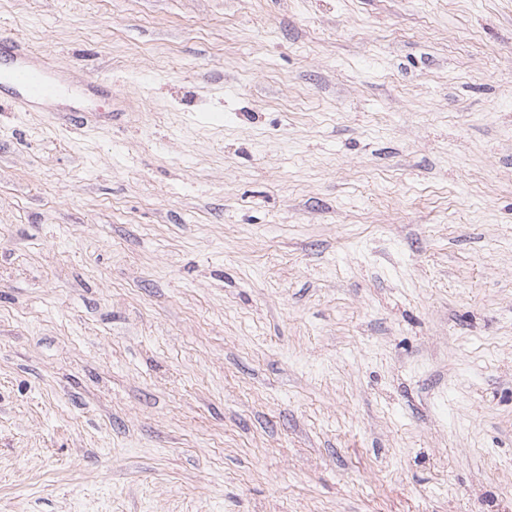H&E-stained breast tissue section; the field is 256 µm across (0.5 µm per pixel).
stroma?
Here are the masks:
<instances>
[{
	"label": "stroma",
	"instance_id": "stroma-1",
	"mask_svg": "<svg viewBox=\"0 0 512 512\" xmlns=\"http://www.w3.org/2000/svg\"><path fill=\"white\" fill-rule=\"evenodd\" d=\"M0 34V512H512V0ZM21 42L0 37V53L6 52L16 59L17 64L9 72V82L15 97L13 103L21 110L29 112L44 101L58 96L62 89L42 67L31 65L12 50L18 49Z\"/></svg>",
	"mask_w": 512,
	"mask_h": 512
}]
</instances>
